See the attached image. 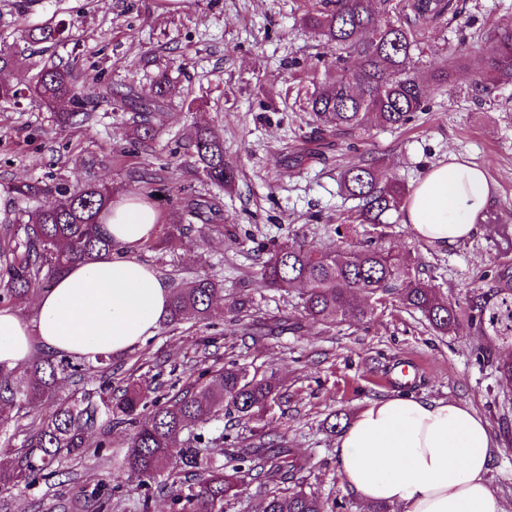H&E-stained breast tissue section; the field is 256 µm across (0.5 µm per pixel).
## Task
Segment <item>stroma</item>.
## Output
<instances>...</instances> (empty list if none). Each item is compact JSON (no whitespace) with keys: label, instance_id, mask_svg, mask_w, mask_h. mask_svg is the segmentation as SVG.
I'll list each match as a JSON object with an SVG mask.
<instances>
[{"label":"stroma","instance_id":"obj_1","mask_svg":"<svg viewBox=\"0 0 512 512\" xmlns=\"http://www.w3.org/2000/svg\"><path fill=\"white\" fill-rule=\"evenodd\" d=\"M456 12L437 24L436 41L490 24L512 23V0H454ZM301 0H0V49L22 54L7 71L13 83L30 81L42 66L64 65L94 99L90 118L59 125L37 97L13 105L0 102V228L24 224L43 198L13 191L20 182L111 185L114 199L135 193L151 198L160 222L139 258L154 267L169 288L199 275L222 282L225 298L246 301L254 320L271 328L279 319L300 329L280 335H228L189 320L160 324L144 343L112 358V386L129 382L156 386L158 371H176L182 382L197 380L214 362L236 361L250 371L275 375L288 399L273 406L267 431L284 437L305 459L306 490L324 501L345 498L348 512L364 503L346 493L336 471L337 436L327 416L354 415L395 390L385 374L400 362L417 367L411 394L471 406L489 426L497 446L488 473L491 484L512 503V389L498 385L491 366L478 365V337L441 336L420 314L399 303L376 308L363 323L315 325L304 321L300 291L256 287L261 263L273 244L306 236L319 248L371 241L422 263L426 275L449 298L464 297L478 273L497 264L504 246L495 225L446 248L417 240L403 213L386 224H344L356 202L342 194L338 173L365 159L378 160L384 176L414 187L427 168L449 154L482 168L493 214L512 225V84L491 91L490 100L432 92L425 112L407 125L335 137L323 161L308 158L313 127L294 103L290 88L324 82L327 68L317 38L299 23ZM65 20L68 41L32 44L31 23ZM178 88L151 114L157 135L148 145L129 134L134 113L113 108L106 87L146 91L160 75ZM197 126L222 133L224 157L238 168L233 188H219L194 167L186 145ZM219 201L220 219L194 221L170 236L189 198ZM96 432H109L104 455L87 452L62 459L56 477L21 483L0 493V512H97L95 485L114 481V512H170L165 494L145 496L137 479L121 475L124 427L99 414Z\"/></svg>","mask_w":512,"mask_h":512}]
</instances>
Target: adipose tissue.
<instances>
[{
    "instance_id": "obj_1",
    "label": "adipose tissue",
    "mask_w": 512,
    "mask_h": 512,
    "mask_svg": "<svg viewBox=\"0 0 512 512\" xmlns=\"http://www.w3.org/2000/svg\"><path fill=\"white\" fill-rule=\"evenodd\" d=\"M490 204L483 171L456 156L425 171L404 207L414 237L447 246L482 231ZM159 213L140 195L112 203L105 221L118 252L68 268L35 297V317L0 309V367L13 369L33 345L75 357L120 354L153 335L171 290L138 251ZM495 444L471 407L397 393L370 402L336 441L344 488L366 503L401 512H507L488 481Z\"/></svg>"
}]
</instances>
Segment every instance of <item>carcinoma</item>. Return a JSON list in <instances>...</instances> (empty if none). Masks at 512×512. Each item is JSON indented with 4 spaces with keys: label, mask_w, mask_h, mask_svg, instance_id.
Returning a JSON list of instances; mask_svg holds the SVG:
<instances>
[{
    "label": "carcinoma",
    "mask_w": 512,
    "mask_h": 512,
    "mask_svg": "<svg viewBox=\"0 0 512 512\" xmlns=\"http://www.w3.org/2000/svg\"><path fill=\"white\" fill-rule=\"evenodd\" d=\"M448 6L445 0H308L301 23L330 52L332 75L312 92L297 90L300 111L309 114L322 134L352 132L372 121L399 128L425 111L430 91L448 92L453 70L472 73L468 93L475 98L489 94L497 83L511 82V25L485 32L484 40L494 43L490 53H463L448 44L443 65L422 70L424 45L432 40L430 28ZM66 31L60 22L36 25L31 37L61 42ZM174 94V85L163 79L148 96L139 97L131 89L112 92L114 101L137 112L134 135L140 143L151 138L150 110ZM29 95L54 108L66 107L58 115L62 124L88 119L87 94L62 66L42 67L22 87L0 81V102L18 104ZM190 145L194 164L210 182L218 186L235 182L236 169L224 159V141L217 130L195 128ZM340 186L358 201L355 220L361 224L384 223L386 214L399 210L409 194L404 184L382 179L372 161L346 168L340 173ZM14 192L48 194L51 201L20 226L22 233L4 227L8 240L0 243V307L16 306L34 286L48 289L71 265L92 262L116 248L103 224L112 201L108 187L90 182L71 192L62 186L21 184ZM186 208L194 219L221 217L213 200L191 199ZM259 285L303 289L302 311L316 324L347 318L363 321L377 305L396 296L441 335L456 333L464 325L481 337L478 357L490 363L500 384L512 387V258L507 255L492 270L482 272L460 301L442 294L420 276L418 268L390 249L370 244L322 249L297 239L269 253ZM222 293L219 282L209 276L192 279L172 293L166 323L220 318L225 331L235 333L248 308L232 299L225 309H217L214 301ZM83 367L70 355L55 354L32 360L20 377L14 370L0 368L1 422L9 420L14 409L21 411L33 403L48 407L28 424L24 446L9 450L11 467L0 470V487L46 480L56 473L54 465L60 459L111 447L110 439L93 436L102 407L112 416V425L127 430L123 471L143 484L166 473L163 489L172 512H224V501L236 495L242 473L258 484L261 512H346V500L335 499L328 508L305 491L303 459L276 436L262 435L249 448L227 450L225 466L208 462L205 437L198 428L223 413L239 421L261 420L284 398L274 376H259L231 362L214 371L211 382L193 383L173 394L151 398L148 389L131 382L117 396L108 379L99 405L91 400L57 401L60 382L80 376Z\"/></svg>",
    "instance_id": "1"
}]
</instances>
